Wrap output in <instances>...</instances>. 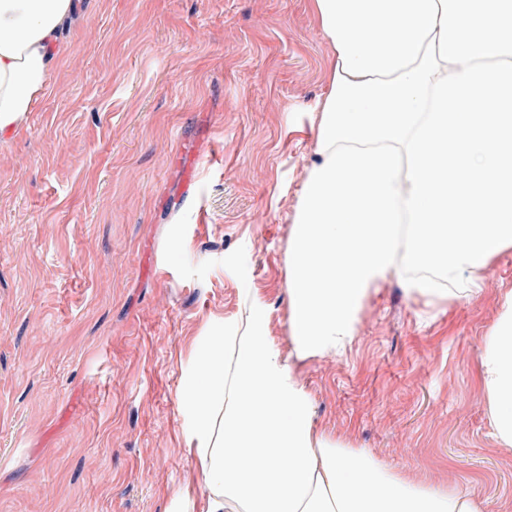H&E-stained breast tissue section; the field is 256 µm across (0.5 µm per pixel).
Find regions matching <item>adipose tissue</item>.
<instances>
[{
	"mask_svg": "<svg viewBox=\"0 0 512 512\" xmlns=\"http://www.w3.org/2000/svg\"><path fill=\"white\" fill-rule=\"evenodd\" d=\"M333 54L313 109L317 160L288 237L290 351L265 298L239 292L198 337L179 404L206 487L181 512H484L320 431L298 365L342 353L373 291L466 301L512 249V0H312ZM73 0H0V135L50 82ZM496 440L512 446V294L484 338Z\"/></svg>",
	"mask_w": 512,
	"mask_h": 512,
	"instance_id": "ef3b65f1",
	"label": "adipose tissue"
}]
</instances>
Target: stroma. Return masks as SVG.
<instances>
[{"label": "stroma", "mask_w": 512, "mask_h": 512, "mask_svg": "<svg viewBox=\"0 0 512 512\" xmlns=\"http://www.w3.org/2000/svg\"><path fill=\"white\" fill-rule=\"evenodd\" d=\"M61 41L0 138V512H175L184 485L205 492L178 405L195 339L250 286L289 344L286 248L331 50L311 0H75ZM482 277L431 305L389 281L351 347L298 369L318 428L512 512L480 377L512 252Z\"/></svg>", "instance_id": "stroma-1"}]
</instances>
